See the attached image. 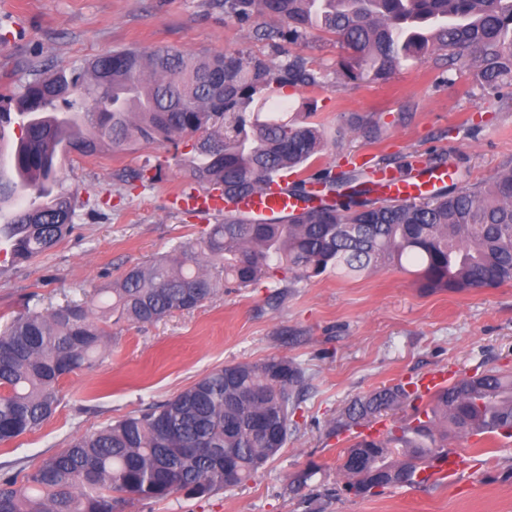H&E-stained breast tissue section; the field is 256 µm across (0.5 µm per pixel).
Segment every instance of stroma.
Here are the masks:
<instances>
[{"instance_id": "1", "label": "stroma", "mask_w": 512, "mask_h": 512, "mask_svg": "<svg viewBox=\"0 0 512 512\" xmlns=\"http://www.w3.org/2000/svg\"><path fill=\"white\" fill-rule=\"evenodd\" d=\"M0 94L31 80L42 64L79 67L126 47L231 51L273 65L302 56L325 74L318 87L273 92L282 117L321 127L334 146L320 161L334 171L390 161L404 176L423 163L457 166L464 182L489 180L512 162V112L474 82L473 69L440 83L442 53L405 63L384 78L348 76L334 34L297 43L246 35L217 0H0ZM408 113L398 123L400 113ZM381 126L371 140L353 117ZM174 149L141 142L83 157L61 153L56 167L77 199L72 232L27 263L0 261V317L24 302L47 310L109 288L125 272L200 237L212 215L187 214L173 197L186 184ZM148 166L154 183L129 188L123 171ZM283 356L300 363L305 387L285 447L245 484L197 497L142 501L124 512H512V438L466 449V465L443 484L344 491L339 470L352 434L336 423L358 397L437 371L452 379L512 372V282L470 292L420 290L413 275L386 267L359 279L227 285L195 310L152 324L112 329L97 365L60 380L59 404L41 428L0 444V466L33 468L73 438L168 400L229 363ZM306 483H299V476Z\"/></svg>"}]
</instances>
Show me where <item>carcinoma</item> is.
I'll return each instance as SVG.
<instances>
[{
    "instance_id": "carcinoma-1",
    "label": "carcinoma",
    "mask_w": 512,
    "mask_h": 512,
    "mask_svg": "<svg viewBox=\"0 0 512 512\" xmlns=\"http://www.w3.org/2000/svg\"><path fill=\"white\" fill-rule=\"evenodd\" d=\"M224 13L261 39L296 43L312 29L336 34L351 77L380 79L409 60L448 52L443 82L470 57L485 91L512 111V0H221ZM273 17L261 29L252 20ZM325 74L300 56L274 67L231 52L178 47L109 51L80 69L42 70L0 96V128L18 123L16 146L0 142V224L14 262L29 261L71 232L77 200L65 191L58 153L92 156L143 141L179 146L192 190L217 191L229 206L198 239L130 268L119 285L49 312L26 308L0 329V444L39 428L55 411L63 377L95 365L112 324H150L191 311L224 283L258 284L280 273L311 279L416 269L425 290L465 292L512 282V164L480 184L440 187L418 200L378 203L364 168L318 169L286 188L310 200L306 180L336 200L298 211L256 214L239 207L266 184L283 183L332 145L318 126L261 118L275 90L315 87ZM304 371L269 357L213 370L161 404L73 439L32 471L0 474V512H121L143 500L195 496L238 486L285 447ZM414 383L355 399L337 429L415 400ZM512 438V374L488 370L436 393L423 410L385 433L359 434L342 458L355 495L415 483L421 464L448 437Z\"/></svg>"
}]
</instances>
